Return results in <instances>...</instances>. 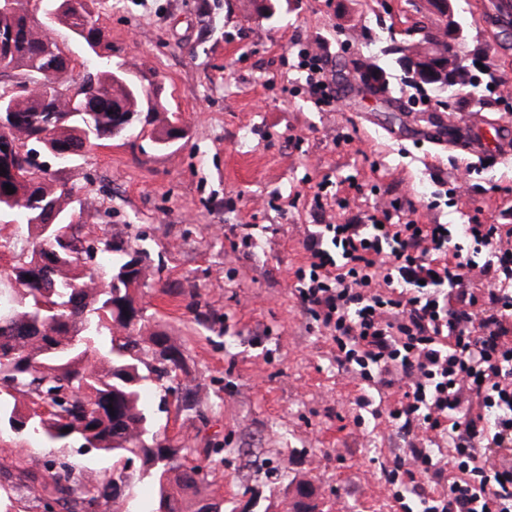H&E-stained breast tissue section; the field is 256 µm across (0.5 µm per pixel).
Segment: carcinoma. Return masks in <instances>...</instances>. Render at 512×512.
Masks as SVG:
<instances>
[{"mask_svg":"<svg viewBox=\"0 0 512 512\" xmlns=\"http://www.w3.org/2000/svg\"><path fill=\"white\" fill-rule=\"evenodd\" d=\"M69 2L71 7L64 9V0H40V8L68 29H80L82 41L102 45L99 15L88 0ZM446 27L448 14L440 10L434 27L416 24L406 30L412 44L387 47L410 84L441 92L472 86L468 66L436 36ZM1 40L9 49L0 50V76L27 79L34 90L6 102L14 125L9 136L0 134V167L6 169L0 175V228L24 224L36 232V241L13 253L12 263L0 271V279L17 284L0 287V371L17 380L13 390L0 389V436L21 433L40 444L80 441L112 454L117 463L137 458L143 475L157 488L149 512H184L188 497L195 512H210L207 473L188 457L186 448L160 439L142 400L146 381L155 380L162 388L184 370L181 350L164 333L145 339L134 335L145 320L137 298L138 289L146 285L144 259L129 254L122 240L85 243L73 190L58 177L90 147L122 138L139 124L150 125L168 108L159 89L143 88L122 64H112L110 46L79 65L68 61L57 42L41 35L37 20L19 0L0 12ZM418 50L441 64L439 77L428 80L404 65ZM358 71L371 77L361 81L370 93H387L384 68L364 63ZM181 131L179 114L169 112L156 142L166 146L181 138ZM29 138L44 140L45 150L56 153V174L37 171L19 153L3 150ZM7 184L15 193H7ZM63 228L71 229L66 245L58 242ZM104 260L110 267L102 287L93 267ZM144 342L162 358L146 374L139 356ZM97 345L107 348L104 368L89 358ZM20 395L50 402L53 412L32 416L22 431L13 428L12 422L25 417ZM12 467L19 483L41 487L62 512H98L119 500L113 479L81 485L65 465L38 473L16 459Z\"/></svg>","mask_w":512,"mask_h":512,"instance_id":"obj_1","label":"carcinoma"}]
</instances>
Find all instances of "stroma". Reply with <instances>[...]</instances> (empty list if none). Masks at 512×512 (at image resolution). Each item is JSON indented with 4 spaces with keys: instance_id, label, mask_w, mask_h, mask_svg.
<instances>
[{
    "instance_id": "35a3bbf8",
    "label": "stroma",
    "mask_w": 512,
    "mask_h": 512,
    "mask_svg": "<svg viewBox=\"0 0 512 512\" xmlns=\"http://www.w3.org/2000/svg\"><path fill=\"white\" fill-rule=\"evenodd\" d=\"M112 0L100 26L112 60L145 88H161L182 116L183 136L160 149L152 127L93 148L63 172L84 204L88 238H118L148 253L143 334L166 333L186 371L173 395L151 392L159 427L191 451L224 512H401L381 469L408 445L385 418L362 414L363 382L338 368L327 331L306 318L295 269L313 224L381 216L411 200L420 223L512 225V151L473 174L454 207L431 208L438 182L476 158L436 144L429 112L471 138L512 137V37L489 26L498 0H453L464 32L459 55L502 79L477 87V108L456 93L417 90L385 53L414 23H431L427 0ZM328 61L338 109L305 91L297 56ZM390 74L386 98L367 96L355 70ZM254 244L245 247L243 233ZM101 482L111 455L27 445L28 468L48 456ZM0 512H60L42 491L0 476Z\"/></svg>"
}]
</instances>
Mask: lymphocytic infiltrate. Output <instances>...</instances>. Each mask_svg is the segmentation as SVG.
<instances>
[{"mask_svg": "<svg viewBox=\"0 0 512 512\" xmlns=\"http://www.w3.org/2000/svg\"><path fill=\"white\" fill-rule=\"evenodd\" d=\"M318 107L336 97L326 59L299 61ZM512 239L508 224H318L294 272L304 313L329 330L336 362L366 386H399V432L448 439L450 469L419 445L384 469L403 512H512ZM486 288H471L468 271ZM478 402L482 411L466 412ZM434 483L446 493L431 491Z\"/></svg>", "mask_w": 512, "mask_h": 512, "instance_id": "1", "label": "lymphocytic infiltrate"}]
</instances>
